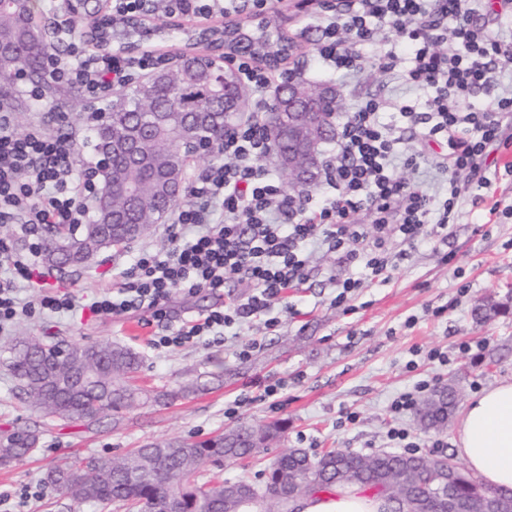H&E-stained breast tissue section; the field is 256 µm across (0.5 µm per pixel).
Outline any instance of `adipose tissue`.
Masks as SVG:
<instances>
[{
    "mask_svg": "<svg viewBox=\"0 0 512 512\" xmlns=\"http://www.w3.org/2000/svg\"><path fill=\"white\" fill-rule=\"evenodd\" d=\"M457 452L471 473L493 490L512 489V381L482 390L461 413ZM383 501L356 486L299 501L300 512H381Z\"/></svg>",
    "mask_w": 512,
    "mask_h": 512,
    "instance_id": "adipose-tissue-1",
    "label": "adipose tissue"
}]
</instances>
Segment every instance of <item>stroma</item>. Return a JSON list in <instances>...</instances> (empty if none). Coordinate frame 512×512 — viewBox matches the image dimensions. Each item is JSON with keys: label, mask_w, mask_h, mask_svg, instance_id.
Wrapping results in <instances>:
<instances>
[{"label": "stroma", "mask_w": 512, "mask_h": 512, "mask_svg": "<svg viewBox=\"0 0 512 512\" xmlns=\"http://www.w3.org/2000/svg\"><path fill=\"white\" fill-rule=\"evenodd\" d=\"M292 3L273 0L269 12L284 33L299 36L305 50L289 60V68L317 71L349 102L365 92L384 99L405 95L396 70L384 73L371 66L354 82L313 68L309 54L320 32L307 18L294 16ZM501 140L488 157L496 165L494 197L501 211L489 215L485 203L465 194L447 244L420 246L389 282L361 289L348 310L331 304L334 290L327 277L333 257L314 253L309 281L286 294L289 308L280 314L281 330L264 336L255 327L240 329L239 341L261 343L247 360L200 343L159 352L149 344L153 326L127 316L73 322L41 313L29 318L16 336L0 335V437L24 428L39 434L35 454L0 467V512H96L46 484L47 471L75 458L122 457L166 439H207L227 427L224 407L238 397L249 399L239 422L279 419L287 424L280 443L253 458L224 463L225 479L245 476L261 486L270 464L286 447L302 449L313 458L332 448L362 455L385 451L386 432L397 422L389 406L420 380L438 386L455 381L466 401L484 388L512 380V310L484 322L472 316L483 299L512 306V122L504 126ZM119 255L111 249L82 268L53 270L45 287L63 291L74 283L94 294L111 286ZM245 292L243 284L230 279L219 296L204 289L188 298L175 297L169 314L175 318L204 313L219 297ZM32 336L46 342L114 341L130 347L141 357L133 383L147 392V400L124 409L118 425L108 415L84 424L42 417L18 397L17 382L5 363L16 338ZM432 349L447 352V365L428 360ZM278 382L283 385L281 406L274 409L259 400L257 386ZM190 383L197 391L188 397L168 403L152 400L153 395ZM348 411L358 414L357 422H345ZM398 422L419 443L420 455L455 454V426L426 432L412 414Z\"/></svg>", "instance_id": "35a3bbf8"}]
</instances>
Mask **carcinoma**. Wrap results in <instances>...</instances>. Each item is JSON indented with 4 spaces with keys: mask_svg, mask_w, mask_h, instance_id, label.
<instances>
[{
    "mask_svg": "<svg viewBox=\"0 0 512 512\" xmlns=\"http://www.w3.org/2000/svg\"><path fill=\"white\" fill-rule=\"evenodd\" d=\"M36 0H14L10 6L0 0V40L14 45L15 52L0 58V87L22 98L33 90L20 89L17 79L26 76L40 97L60 93L50 76L41 70L48 52L47 40L35 31L32 19ZM271 43L253 48L256 35L241 21L216 28L214 41L230 52L258 57L273 69L288 60V36L274 24ZM242 106L224 100V75L212 68L207 53H189L173 66L156 71L147 84L112 91L102 110L110 113L106 127L90 129L88 148L98 186L82 200L87 224L73 239L67 256L71 267L81 266L84 249L107 250L134 236L133 225L114 224L100 207V199L111 196L112 212L151 220L167 207L162 191L166 177L186 165L182 143L189 138L184 124L192 114L206 113L210 121L198 126L193 136L218 143L227 127L239 120ZM268 132L276 153L288 152V129L269 124ZM135 185L138 197L128 196L126 187ZM507 311V304L482 302L473 316L483 321ZM141 366L131 348L112 342L65 344L35 337L10 347V368L31 406L42 416L71 422L95 421L110 413L120 424L121 411L142 397L131 384ZM458 403V391L450 382L438 387L421 404L417 420L425 430H442ZM279 421L261 425L239 424L208 440L172 439L152 443L116 459L81 458L49 471L48 480L75 503L92 507L118 502L142 512H165L170 495H181L182 512H252L253 485L244 477L227 482L214 475L198 478L202 466L221 467L226 459L254 456L279 437ZM36 431L26 429L0 440V466L6 467L36 451ZM448 489L457 512H480L483 501L494 496L495 512H512V491H492L482 486L456 464L443 458L422 455L379 453L352 454L329 450L315 460L299 448H286L272 463L266 485L280 494L271 497L263 512H292L297 501L336 487L360 486L380 495L386 512L393 505L390 494L404 497L407 512H440L442 502L427 494L438 485Z\"/></svg>",
    "mask_w": 512,
    "mask_h": 512,
    "instance_id": "1",
    "label": "carcinoma"
}]
</instances>
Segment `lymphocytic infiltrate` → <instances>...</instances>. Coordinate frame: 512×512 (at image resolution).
<instances>
[{"mask_svg": "<svg viewBox=\"0 0 512 512\" xmlns=\"http://www.w3.org/2000/svg\"><path fill=\"white\" fill-rule=\"evenodd\" d=\"M217 0H112V16L149 19L151 11L190 19L212 18ZM312 18L322 37L315 53L341 77L356 79L368 61L380 71L402 67L423 101L405 100L384 117L376 97L357 98L343 113L336 156L323 170L329 191L315 200L286 190L263 166L271 142L264 114L273 103L276 75L260 61L234 57L233 64L253 94L248 117L226 132L216 148L219 163L191 186L188 200L173 213L179 228L172 245H140L117 273L116 286L92 299L65 292L23 299L43 274V231L83 223L81 201L88 165L80 138L87 127L49 130L43 115L18 126L0 111V220L11 236L0 238V334L12 333L35 311L65 316H140L162 320L155 347L176 350L189 344H223L232 328L261 326L276 334L274 316L287 289L309 280L311 248L335 255L345 267L329 275L342 306L366 284L388 282L423 242L442 243L455 222L461 196L487 191L492 181L485 160L512 119V82L503 75L512 64V34L474 23L478 12L512 17V0H313ZM59 78L99 98L131 83L154 62L153 51L137 57L101 53L72 43ZM486 96L483 109L472 99ZM416 129L425 143L445 145L437 163L446 175L442 194L430 193L419 151L405 142ZM368 214L360 223L359 214ZM246 283L245 296L214 310L165 322L173 296L201 289L218 291L228 279Z\"/></svg>", "mask_w": 512, "mask_h": 512, "instance_id": "lymphocytic-infiltrate-1", "label": "lymphocytic infiltrate"}]
</instances>
